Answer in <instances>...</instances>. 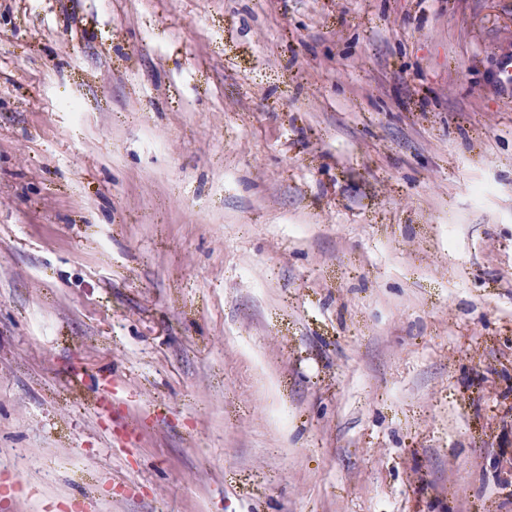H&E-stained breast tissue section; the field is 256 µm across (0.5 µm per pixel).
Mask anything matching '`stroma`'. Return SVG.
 Segmentation results:
<instances>
[{"label": "stroma", "mask_w": 512, "mask_h": 512, "mask_svg": "<svg viewBox=\"0 0 512 512\" xmlns=\"http://www.w3.org/2000/svg\"><path fill=\"white\" fill-rule=\"evenodd\" d=\"M512 0H0V512H512Z\"/></svg>", "instance_id": "stroma-1"}]
</instances>
